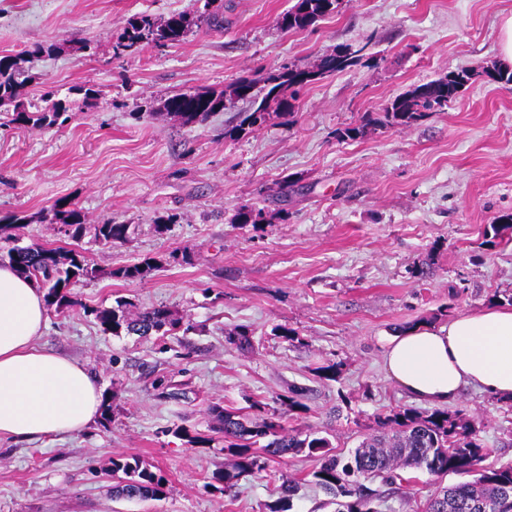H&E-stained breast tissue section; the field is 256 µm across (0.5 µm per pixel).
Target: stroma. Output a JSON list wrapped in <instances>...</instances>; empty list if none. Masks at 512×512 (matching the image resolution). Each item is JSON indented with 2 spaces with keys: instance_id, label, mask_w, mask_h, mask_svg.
<instances>
[{
  "instance_id": "stroma-1",
  "label": "stroma",
  "mask_w": 512,
  "mask_h": 512,
  "mask_svg": "<svg viewBox=\"0 0 512 512\" xmlns=\"http://www.w3.org/2000/svg\"><path fill=\"white\" fill-rule=\"evenodd\" d=\"M295 2L215 0L221 25L118 57L130 17L163 20L195 11L197 0H0V54L20 57L25 99L53 91L71 101L62 125L0 128V219L31 216L24 244L78 249L97 269L74 287L79 306L49 312L40 343L83 362L112 404L111 422L79 433L0 438V512H266L272 480L244 476L229 494L210 487L229 461L222 436L192 446L176 428L208 433L215 404L255 418L254 401L276 408L301 387L299 426L349 453L375 416L413 403L383 366L387 339L443 306L441 326L512 303V243L484 236L512 213V84L482 76L503 62L512 0H342L316 26L287 33L277 20ZM40 44L55 53L34 54ZM340 46L362 50L361 60L306 86L293 115L269 114L247 135H225L246 109L240 101L191 125L158 111L175 93L220 91L285 64L316 67ZM461 68L477 77L444 111L337 138L412 86ZM79 86L95 97L84 100ZM285 178L295 186L283 198ZM61 197L88 223L129 225L128 242L74 240L36 221ZM244 205L271 223H236ZM146 257L158 264L146 280L111 277ZM419 267L429 276L415 278ZM119 298L136 311L167 306L191 329L102 333L88 310ZM284 324L298 343L278 336ZM242 330L247 351L232 341ZM333 362L339 380L319 378L316 367ZM447 408L482 422L487 465L512 463L511 399L468 387ZM130 455L165 476L162 498H113L111 461ZM317 465L302 454L273 465L298 484L295 512H333L309 480ZM438 483L417 473L381 512H421Z\"/></svg>"
}]
</instances>
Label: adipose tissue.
I'll use <instances>...</instances> for the list:
<instances>
[{"mask_svg": "<svg viewBox=\"0 0 512 512\" xmlns=\"http://www.w3.org/2000/svg\"><path fill=\"white\" fill-rule=\"evenodd\" d=\"M47 324L35 281L0 265V437L63 436L101 414L102 391L87 367L39 346ZM383 360L422 402H448L466 385L512 398V309L490 307L445 326L406 330L386 342Z\"/></svg>", "mask_w": 512, "mask_h": 512, "instance_id": "adipose-tissue-1", "label": "adipose tissue"}]
</instances>
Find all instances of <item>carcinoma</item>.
<instances>
[{"instance_id": "obj_1", "label": "carcinoma", "mask_w": 512, "mask_h": 512, "mask_svg": "<svg viewBox=\"0 0 512 512\" xmlns=\"http://www.w3.org/2000/svg\"><path fill=\"white\" fill-rule=\"evenodd\" d=\"M340 0H297L296 5L282 15L279 25L284 30H306L322 18L336 13ZM220 22L217 15L202 12L192 16L187 12L171 14L159 22L148 13H141L128 22L114 46L116 53L133 51L141 46L167 47L182 41L191 27ZM354 54L343 49L325 57L315 69L284 65L277 70L243 77L229 91L202 87L192 93H177L162 103V110L185 124L203 122L211 114L224 110L226 98L245 100L251 110L240 115L239 124L226 132L232 137L261 125L266 120L270 103H275L286 116L293 108L290 100L312 83L307 75L319 79L339 72L353 64ZM17 59L0 56V112L11 113L9 123L49 129L68 120L67 100L50 94L43 105L29 110L21 94L25 80ZM475 73L462 69L420 84L391 100L382 117L367 115L358 127H346L336 132L340 139H352L373 125L410 127L429 112L448 106L473 79ZM41 219L64 227L66 235L77 239L86 231L104 245H121L128 240L130 225L107 221L89 224L82 211L70 200L60 198L41 214ZM238 224L257 228L267 223L262 208L242 206L235 215ZM30 222L27 215L10 216V222L0 225V242L9 245V262L33 279L45 291L48 308L63 313L80 301L72 287L97 276L84 254L77 249L46 248L38 244L19 246L16 230ZM156 269V262L144 258L118 268L111 276L126 281H142ZM105 333L114 336H167L182 328L183 323L165 306L157 305L136 313L128 311V302L118 299L115 304L87 310ZM217 425L213 430L224 437V450L232 462L212 479L224 484L222 491L232 492L240 477L269 471L271 459L305 453L319 458L320 466L312 473L313 482L336 504L335 512H380L384 496L371 488L378 481L393 486L404 481L401 471H425L442 478L448 474H475L468 482L444 486L425 504L424 512H512V464L486 466L488 457L482 438L481 422L461 411L450 412L433 408L399 407L375 418L372 432L367 434L348 456L332 452V443L314 432L285 428L282 416L272 412L259 420H251L220 406L211 408ZM267 443L262 445L260 440ZM112 495L117 499H155L163 493L165 478L143 465L135 456L112 459L110 470ZM297 492L296 483L288 480L275 486L276 499L269 512H290Z\"/></svg>"}]
</instances>
